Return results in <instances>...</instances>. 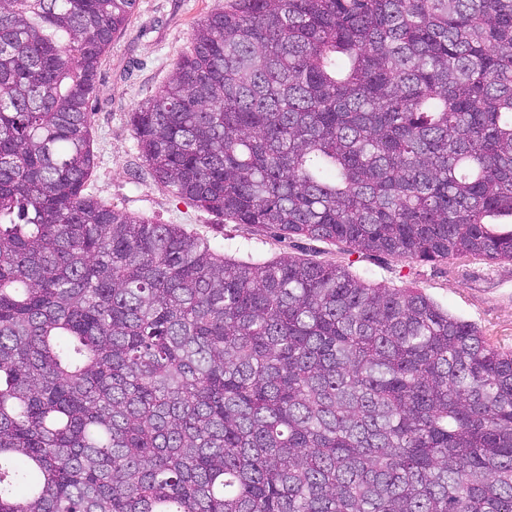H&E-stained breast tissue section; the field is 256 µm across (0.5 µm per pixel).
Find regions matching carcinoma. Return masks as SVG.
Returning a JSON list of instances; mask_svg holds the SVG:
<instances>
[{"label": "carcinoma", "mask_w": 512, "mask_h": 512, "mask_svg": "<svg viewBox=\"0 0 512 512\" xmlns=\"http://www.w3.org/2000/svg\"><path fill=\"white\" fill-rule=\"evenodd\" d=\"M136 3L0 0V512H512L511 350L85 192ZM130 122L226 220L512 262V0H225Z\"/></svg>", "instance_id": "cac0c4a2"}]
</instances>
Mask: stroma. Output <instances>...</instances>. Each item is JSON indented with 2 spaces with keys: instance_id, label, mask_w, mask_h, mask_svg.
<instances>
[{
  "instance_id": "stroma-1",
  "label": "stroma",
  "mask_w": 512,
  "mask_h": 512,
  "mask_svg": "<svg viewBox=\"0 0 512 512\" xmlns=\"http://www.w3.org/2000/svg\"><path fill=\"white\" fill-rule=\"evenodd\" d=\"M224 0H137L114 35L90 99L96 168L86 190L113 208L164 224H181L226 257L271 260L282 252L347 267L373 284L420 289L452 315L479 327L488 341L512 350V262L469 256L423 262L385 254H353L344 244L304 237L281 239L251 224H234L180 203L156 185L143 163L130 115L167 80L191 47L193 28Z\"/></svg>"
}]
</instances>
